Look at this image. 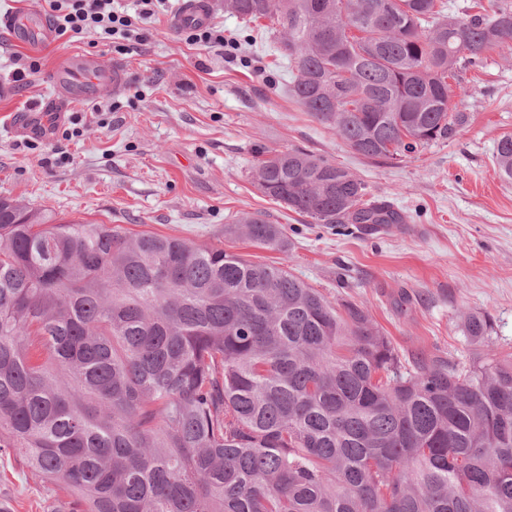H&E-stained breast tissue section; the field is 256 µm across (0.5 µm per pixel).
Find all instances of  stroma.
<instances>
[{
  "label": "stroma",
  "instance_id": "stroma-1",
  "mask_svg": "<svg viewBox=\"0 0 512 512\" xmlns=\"http://www.w3.org/2000/svg\"><path fill=\"white\" fill-rule=\"evenodd\" d=\"M171 14L146 25L129 50L91 46L90 36L28 49L0 35V195L70 222L118 225L203 245L257 262L284 263L330 301L354 302L400 355L469 364L466 314L487 316L489 357H512V181L494 156L512 135V49L470 68L452 103L468 122L447 140L393 160L364 158L314 121L288 94V69L258 24L212 0L211 21L239 42L187 45ZM93 53L127 68L126 91L63 116L39 112L46 78L62 55ZM38 70L16 79L20 59ZM79 125L80 137L65 129ZM299 147L346 168L369 196L408 215L373 232L312 224L264 196L251 178L258 149ZM245 213L282 225L289 254L225 238ZM64 493L34 476L19 454L0 457V512H50Z\"/></svg>",
  "mask_w": 512,
  "mask_h": 512
}]
</instances>
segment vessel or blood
I'll return each mask as SVG.
<instances>
[{"label": "vessel or blood", "instance_id": "1", "mask_svg": "<svg viewBox=\"0 0 512 512\" xmlns=\"http://www.w3.org/2000/svg\"><path fill=\"white\" fill-rule=\"evenodd\" d=\"M211 0H181V8L173 20L174 27L205 25L211 19ZM0 28L6 29L12 43L40 46L53 39L49 19L37 10L0 14ZM127 81L124 66L103 64L100 59L79 52L67 54L50 73L52 93L42 100V112L58 115L71 104L93 101L103 95H119Z\"/></svg>", "mask_w": 512, "mask_h": 512}]
</instances>
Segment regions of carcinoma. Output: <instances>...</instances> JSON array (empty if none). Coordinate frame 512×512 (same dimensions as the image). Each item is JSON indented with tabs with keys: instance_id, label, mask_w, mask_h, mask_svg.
Here are the masks:
<instances>
[{
	"instance_id": "carcinoma-1",
	"label": "carcinoma",
	"mask_w": 512,
	"mask_h": 512,
	"mask_svg": "<svg viewBox=\"0 0 512 512\" xmlns=\"http://www.w3.org/2000/svg\"><path fill=\"white\" fill-rule=\"evenodd\" d=\"M270 22L293 100L355 153L395 159L466 122L460 70L512 49V0H224ZM512 181V136L495 154ZM252 180L314 224L405 223L348 170L257 150ZM224 236L286 254L279 224ZM487 319L464 332L484 341ZM53 512H512V360L403 358L360 305L285 266L0 197V456Z\"/></svg>"
}]
</instances>
